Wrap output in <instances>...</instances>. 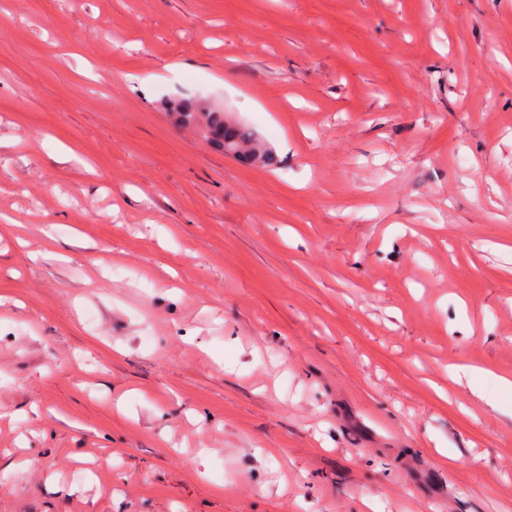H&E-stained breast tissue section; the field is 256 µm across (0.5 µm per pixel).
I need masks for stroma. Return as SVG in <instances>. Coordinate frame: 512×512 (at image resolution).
<instances>
[{
	"label": "stroma",
	"mask_w": 512,
	"mask_h": 512,
	"mask_svg": "<svg viewBox=\"0 0 512 512\" xmlns=\"http://www.w3.org/2000/svg\"><path fill=\"white\" fill-rule=\"evenodd\" d=\"M506 378L512 0H0V512H512ZM197 104L184 103L172 112L179 123L183 125H197L203 136L210 143L222 148L224 152L238 155L244 145H250L249 160L266 167L276 164L273 152L263 145L248 128L232 125L224 121V113L203 112Z\"/></svg>",
	"instance_id": "obj_1"
}]
</instances>
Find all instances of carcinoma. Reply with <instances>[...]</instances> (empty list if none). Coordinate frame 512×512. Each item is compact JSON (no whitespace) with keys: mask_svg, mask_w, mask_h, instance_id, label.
Listing matches in <instances>:
<instances>
[{"mask_svg":"<svg viewBox=\"0 0 512 512\" xmlns=\"http://www.w3.org/2000/svg\"><path fill=\"white\" fill-rule=\"evenodd\" d=\"M174 115L183 125L198 126L206 140L227 153L236 155L247 145L251 161L266 167L276 164L273 152L250 129L227 123L221 112H205L193 103H184L176 107Z\"/></svg>","mask_w":512,"mask_h":512,"instance_id":"1","label":"carcinoma"}]
</instances>
